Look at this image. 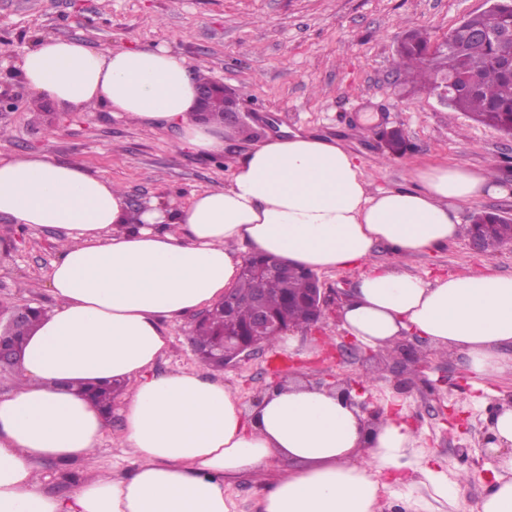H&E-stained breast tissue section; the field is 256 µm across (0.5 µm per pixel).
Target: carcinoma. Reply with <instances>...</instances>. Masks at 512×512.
<instances>
[{"label": "carcinoma", "mask_w": 512, "mask_h": 512, "mask_svg": "<svg viewBox=\"0 0 512 512\" xmlns=\"http://www.w3.org/2000/svg\"><path fill=\"white\" fill-rule=\"evenodd\" d=\"M495 55V43L490 39H482L471 42L462 52L450 47L430 59L426 54L424 39L414 35L397 52V68L412 88L428 92L434 91L436 75L439 73L473 77L476 86L461 92L452 102L451 108L512 135V89L509 88L512 76L494 63ZM474 219L477 224L492 225V230L499 237L512 235V218L484 211L475 215ZM270 287L268 279L244 270L235 290L243 297L266 295L270 309L285 324L308 320L311 303L307 299L306 289L311 287V272L296 269L278 283L280 291L271 292ZM290 294L297 297V300L286 308L284 300ZM41 313L42 309H33L26 323H17L11 328L12 335L24 341ZM251 321L252 311L247 306L226 318L224 309L216 305L207 317L196 322L192 341L202 347L210 346L224 339L226 334L245 333ZM120 391L121 386L108 383L94 388L93 396L103 408L109 409Z\"/></svg>", "instance_id": "1"}]
</instances>
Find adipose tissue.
Returning a JSON list of instances; mask_svg holds the SVG:
<instances>
[{
	"label": "adipose tissue",
	"mask_w": 512,
	"mask_h": 512,
	"mask_svg": "<svg viewBox=\"0 0 512 512\" xmlns=\"http://www.w3.org/2000/svg\"><path fill=\"white\" fill-rule=\"evenodd\" d=\"M20 76L59 109L174 124L182 145L224 151L223 128L194 117L198 73L166 46L94 49L43 37ZM413 179L372 187L350 151L295 133L254 146L224 187L133 212L110 177L83 165L38 152L0 159V216L66 234L49 272L57 303L27 338L19 380L0 395V512H235L225 477L274 459L290 469L265 490L262 512H377L381 475L433 478L395 397L369 430L332 388L284 383L246 412L208 372L155 371L168 348L165 321L221 301L238 282L243 248L330 270L367 262L383 243L396 262L362 275L344 328L382 349L412 332L466 351L476 374L512 373L500 353L512 345V275L429 282L399 264L452 242L460 204L512 191L486 171L448 164L416 167ZM108 380L130 385L114 445L132 470L98 473L66 498L46 493L42 464L90 460L106 438L105 413L77 388ZM491 431L498 471L480 512H512V406L493 415Z\"/></svg>",
	"instance_id": "adipose-tissue-1"
}]
</instances>
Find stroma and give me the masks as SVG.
<instances>
[{"mask_svg": "<svg viewBox=\"0 0 512 512\" xmlns=\"http://www.w3.org/2000/svg\"><path fill=\"white\" fill-rule=\"evenodd\" d=\"M485 0H0V90L22 106L0 112V158L44 152L111 177L127 196L185 203L193 193L227 184L236 161L279 127L343 144L373 185L410 184L416 166L448 162L492 170L512 186V136L440 104L429 93L406 95L395 60L401 36L422 29L440 39ZM75 38L90 47L167 43L194 69L237 92L238 115L226 122L224 153L205 157L179 147L178 126L153 129L103 108L51 110L36 119L38 100L18 76L23 54L37 38ZM401 129L411 144L384 157L381 134ZM62 231L11 224L0 216V304L51 308L48 274ZM424 280L489 267L512 275V247L492 257L475 251L466 234L448 245L403 258ZM196 313L167 321L169 348L156 370L197 364L191 336ZM296 348L271 346L224 369L244 410L291 379L349 389L367 410L385 394L406 407L421 432L420 451L448 476L435 488L421 475L381 491V512H478L493 482L491 418L512 402V376L482 378L466 352L434 354L410 334L398 353L358 347L343 360L332 350L349 341L339 319L297 332ZM418 362H410L411 354ZM288 469L277 460L226 478L240 512H257L264 489Z\"/></svg>", "mask_w": 512, "mask_h": 512, "instance_id": "1", "label": "stroma"}]
</instances>
